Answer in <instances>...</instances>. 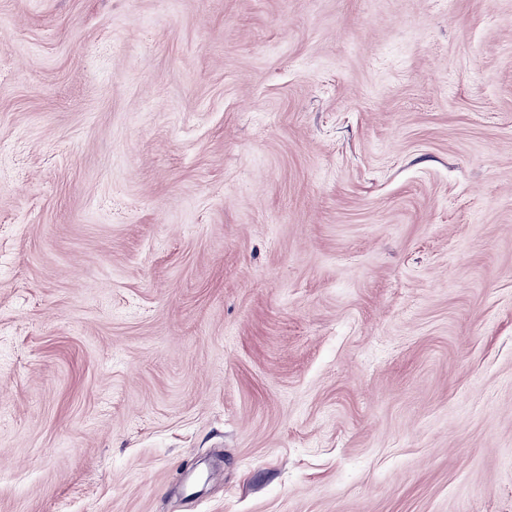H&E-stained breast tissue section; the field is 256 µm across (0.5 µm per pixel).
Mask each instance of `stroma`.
Masks as SVG:
<instances>
[{"label": "stroma", "mask_w": 512, "mask_h": 512, "mask_svg": "<svg viewBox=\"0 0 512 512\" xmlns=\"http://www.w3.org/2000/svg\"><path fill=\"white\" fill-rule=\"evenodd\" d=\"M0 512H512V0H0Z\"/></svg>", "instance_id": "stroma-1"}]
</instances>
